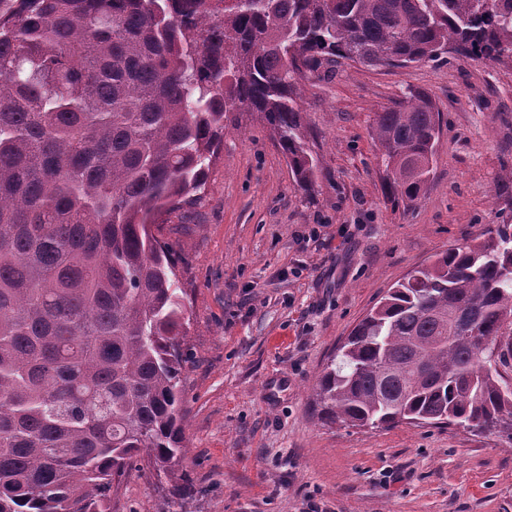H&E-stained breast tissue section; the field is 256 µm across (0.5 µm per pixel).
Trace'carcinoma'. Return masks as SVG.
Wrapping results in <instances>:
<instances>
[{
	"label": "carcinoma",
	"mask_w": 512,
	"mask_h": 512,
	"mask_svg": "<svg viewBox=\"0 0 512 512\" xmlns=\"http://www.w3.org/2000/svg\"><path fill=\"white\" fill-rule=\"evenodd\" d=\"M450 38L512 59V0H0V512H105L133 459L160 477L184 457L190 316L152 226L205 185L226 113H260L309 192V75L426 62ZM439 133L422 90L377 113L393 201L419 197ZM510 320L502 225L356 324L318 379L321 421L512 442L491 364Z\"/></svg>",
	"instance_id": "cac0c4a2"
}]
</instances>
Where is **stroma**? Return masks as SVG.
<instances>
[{"label": "stroma", "instance_id": "obj_1", "mask_svg": "<svg viewBox=\"0 0 512 512\" xmlns=\"http://www.w3.org/2000/svg\"><path fill=\"white\" fill-rule=\"evenodd\" d=\"M412 89L442 129L430 181L395 203L371 132ZM302 107L318 155L300 190L268 125L227 113L196 201L162 214L188 294L180 374L187 454L171 502L148 467L112 512H512V442L454 426L323 424L317 379L356 323L410 271L481 231L512 225V60L445 53L403 68L341 66Z\"/></svg>", "mask_w": 512, "mask_h": 512}]
</instances>
